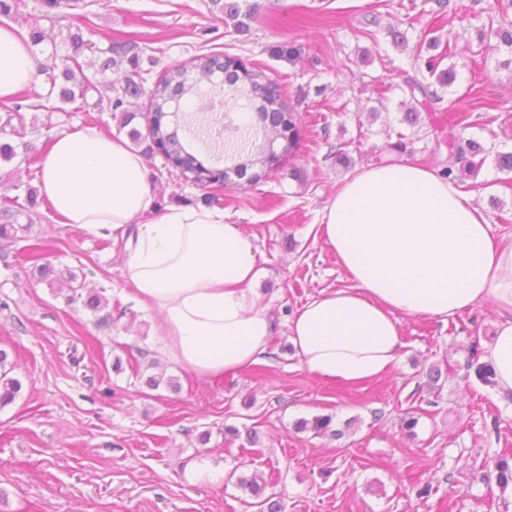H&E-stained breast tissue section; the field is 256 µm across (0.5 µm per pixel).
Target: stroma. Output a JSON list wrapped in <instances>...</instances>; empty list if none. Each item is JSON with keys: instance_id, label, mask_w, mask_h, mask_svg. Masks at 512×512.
I'll return each mask as SVG.
<instances>
[{"instance_id": "obj_1", "label": "stroma", "mask_w": 512, "mask_h": 512, "mask_svg": "<svg viewBox=\"0 0 512 512\" xmlns=\"http://www.w3.org/2000/svg\"><path fill=\"white\" fill-rule=\"evenodd\" d=\"M248 32L227 28L207 0H87L84 39L135 41L145 48L148 83L168 66L197 55H223L280 83L298 112L293 153L278 155L270 175L251 185L180 180L160 153L147 157L155 205L223 209L241 225L265 269L256 290L278 333L257 363L237 374L202 379L165 359L154 334L156 311L138 307L124 272L128 240L95 237L62 224L45 202L32 212L26 240L0 242V348L22 383L0 409V512H252L251 495L226 483L230 472L259 477L283 512H512V485L492 477V462L512 455V400L469 375L473 344L492 336L499 315L490 303L448 320L401 317L396 365L378 379L328 381L310 374L288 340L295 311L327 289L352 281L318 232L320 213L341 181L371 164L403 162L442 171L447 149L436 129L466 114L460 139L491 153L463 177L492 226L512 235V173L494 153L512 151V67L488 48L489 20L512 24L495 0H256ZM11 24H39L33 51L53 68L70 54L58 33L71 25L54 11ZM403 43H394L393 32ZM451 51L443 61L457 79L441 88L417 47L425 35ZM297 48L280 60L275 46ZM431 98L417 125L403 120L409 80ZM89 93L84 108L14 111L0 103L17 156L0 164V198L16 183L38 186L40 168L62 132L117 136L109 112ZM411 153L392 150L399 135ZM345 149L350 165L336 160ZM40 244L58 270L85 273L86 290L109 301L111 326L81 304L66 303L39 283L27 248ZM176 379L150 389L148 377ZM419 423L404 433L400 419ZM329 415L334 433L297 429Z\"/></svg>"}]
</instances>
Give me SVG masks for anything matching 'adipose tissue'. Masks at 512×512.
Returning <instances> with one entry per match:
<instances>
[{"instance_id":"obj_1","label":"adipose tissue","mask_w":512,"mask_h":512,"mask_svg":"<svg viewBox=\"0 0 512 512\" xmlns=\"http://www.w3.org/2000/svg\"><path fill=\"white\" fill-rule=\"evenodd\" d=\"M27 36L0 26V100L39 84ZM41 189L65 223L93 236L132 231L125 273L138 302L161 313L170 361L220 378L262 358L277 332L258 303L263 274L240 225L217 208L158 209L143 156L96 131L55 137ZM319 232L352 287L323 291L288 324L302 365L325 380L385 375L399 318L448 319L492 302L501 317L483 342L499 394L512 393V239L493 241L483 212L434 170L375 165L348 176L321 211Z\"/></svg>"}]
</instances>
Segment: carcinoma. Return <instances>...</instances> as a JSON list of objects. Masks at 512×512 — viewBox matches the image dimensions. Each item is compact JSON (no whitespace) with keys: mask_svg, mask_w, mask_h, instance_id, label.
Instances as JSON below:
<instances>
[{"mask_svg":"<svg viewBox=\"0 0 512 512\" xmlns=\"http://www.w3.org/2000/svg\"><path fill=\"white\" fill-rule=\"evenodd\" d=\"M42 6L49 9H64L67 16L75 22L87 21V16L81 13V0H41ZM210 12L224 19V25L238 32L250 28L255 19V8L252 5L242 7L240 0H208ZM32 11L29 0H0V15L10 13L28 14ZM481 41L491 44V49H505L512 54V26L494 25L489 21L488 27L481 30ZM72 49V53L62 59L59 74L44 72L46 93L36 92L25 95L14 101V109L23 108V102L33 97L35 101L30 107L40 110L48 108L51 100L56 99L63 104L85 101L87 94L95 90L100 93L97 105L111 112L117 120L118 129H127L130 141L138 145L149 141L155 147H161L164 158L180 176H190L194 173H217L214 181L227 180L233 173L239 178H245L251 184H257L265 179L269 170L267 164L272 161L274 154L268 153L264 145L259 143V134L269 137L271 134L270 119L279 117L280 124L288 130V138L282 153L289 154L296 146L298 128L296 113L287 109L279 84L265 77L260 72L249 70L241 64H233L228 60L224 64V78L214 80L216 71L214 57L204 55L192 59L187 64H177L169 67L165 74L150 89L145 88V70L141 62L143 48L136 42H108L100 47L84 40L82 32L67 30L62 37ZM90 52L95 60L90 62L94 68L92 75L84 73L79 58L84 52ZM444 60L442 55H432L425 61L428 73L436 78L437 83L449 86L455 80L453 69H440ZM125 69L121 80H112V73ZM218 88L224 93L225 111L234 113L229 123L224 126V134L217 136L212 129L205 125L198 114V100L202 94ZM144 95L149 96L150 119L147 133L131 126L137 113L128 110L133 99ZM180 112L190 119V124L179 135L178 130L164 124V119L170 112ZM461 121L448 123V134L436 138V146L448 147V165L443 169L442 176L450 181H457L459 174L468 172L477 174L481 170L486 157L484 147L476 140H469L465 145L458 144L455 129ZM227 166L222 168L220 163ZM24 190L25 203H20V196L5 197L0 200V239L13 238L22 241L29 230V225L18 222V216L26 213L27 209L37 205L36 190L30 185L16 186V190ZM39 281L50 289H55L57 282L64 279L68 282L71 295L68 301L83 299V305L94 313L104 310L107 306L105 299L98 293L82 294L84 283L77 282V275L69 274L63 277L52 264L45 262L36 265ZM8 354L0 351V407L11 404L21 391L22 384L17 378L10 376L7 369ZM467 369L474 371L475 376L485 385H494L493 372L490 366L480 361L477 347H472ZM235 473H229L227 481H232ZM237 479V478H235ZM237 484L250 492L256 499L252 506L264 512L266 485L259 483L257 478L240 477Z\"/></svg>","mask_w":512,"mask_h":512,"instance_id":"cac0c4a2","label":"carcinoma"}]
</instances>
